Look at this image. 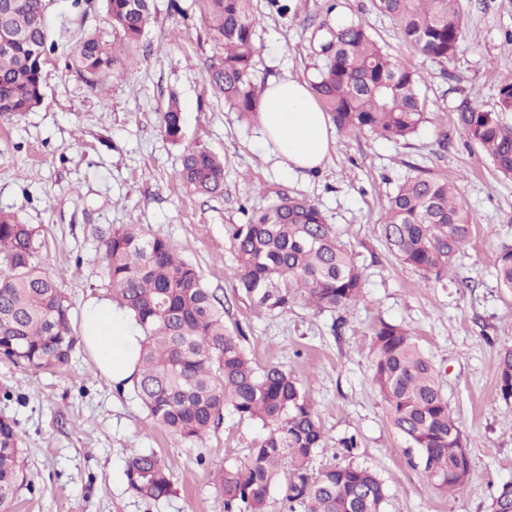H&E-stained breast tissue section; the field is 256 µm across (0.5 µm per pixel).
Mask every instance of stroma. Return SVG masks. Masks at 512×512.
<instances>
[{"instance_id":"stroma-1","label":"stroma","mask_w":512,"mask_h":512,"mask_svg":"<svg viewBox=\"0 0 512 512\" xmlns=\"http://www.w3.org/2000/svg\"><path fill=\"white\" fill-rule=\"evenodd\" d=\"M335 3L330 12L326 0H288L282 15L269 0H251L256 87L284 74L311 82L322 66L324 17L360 23L420 76L428 121L413 137L340 132L323 168L284 174L257 123L229 109L208 82L207 66L221 50L197 0H154L146 35L130 50L133 64L117 68L103 91L69 69L66 56L90 32L120 42L104 0H46L56 51L43 67L41 104L0 118V210L41 227L43 264L62 274L77 323L85 302L104 293L101 239L112 227L135 222L168 238L199 266L224 303L226 328L242 332L257 365L311 377L309 398L325 435L314 470L351 462L374 471L388 489L384 512H491L494 494L512 482V405L496 393L498 354L512 347V293L495 274L497 246L512 240V180L496 174L456 112L468 99L497 111L499 86L512 77V0H460L464 39L445 63L404 41L375 0ZM172 98L183 122L176 145L159 129ZM196 147L223 157L222 194L183 191L180 159ZM418 167L456 182L475 226L443 287L400 263L380 233L390 194ZM285 194L314 201L364 268L366 299L343 311L341 327L300 302L284 316L257 315L239 290L231 227ZM463 277L468 287H455ZM382 319L410 328L442 369L471 458L463 492L439 494L387 417L372 379L373 329ZM1 417L16 424L31 482L11 512H224L216 476L246 461L257 433L228 415L202 442L172 436L84 346L56 371H27L0 357ZM351 435L357 446L348 452L341 441ZM133 448L165 459L174 482L168 498L150 502L129 491L124 471Z\"/></svg>"}]
</instances>
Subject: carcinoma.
<instances>
[{"label":"carcinoma","mask_w":512,"mask_h":512,"mask_svg":"<svg viewBox=\"0 0 512 512\" xmlns=\"http://www.w3.org/2000/svg\"><path fill=\"white\" fill-rule=\"evenodd\" d=\"M112 29L125 48L137 44L151 17L152 0H105ZM211 39L224 52L207 67L210 84L246 120L258 113L252 81L254 19L251 0H200ZM3 9L0 31L14 40L0 50V117L30 112L42 99V68L54 53L45 0H20ZM401 37L439 62L458 50L465 30L459 0H376ZM323 66L310 92L341 132H370L405 140L426 122L419 77L409 64L386 53L362 24L327 25L319 45ZM121 48L98 32L85 35L66 64L93 88L120 62ZM457 120L496 171L512 179V78L498 89V110L468 101ZM160 128L171 142L182 139L181 109L172 98ZM178 179L190 194L224 189V161L205 148L186 150ZM382 234L403 264L427 281L448 278L474 224L458 189L422 170L400 182L388 198ZM241 293L265 314L288 313L302 300L316 311L345 310L364 300L361 265L342 243L336 225L319 207L287 194L252 212L231 229ZM41 229L0 211V355L24 368L51 370L69 363L81 345L72 306L57 277L41 263ZM108 297L127 310L143 332L138 377L132 389L150 419L186 442H199L228 413L253 422L258 434L243 464L219 473L224 512H268L274 492L282 512H383L387 488L371 470L345 463L316 473L311 464L324 435L308 394V382L283 366L260 367L241 337L224 326V303L208 288L198 266L181 258L171 242L141 224L112 228L102 240ZM496 277L512 292V242L498 248ZM373 380L391 424L408 441L441 494L467 488L466 447L448 407L439 372L404 325L383 319L373 332ZM498 391L512 402V349L499 354ZM15 423L0 418V512H10L29 485ZM128 488L157 502L172 492L167 462L153 451L132 450L126 461Z\"/></svg>","instance_id":"carcinoma-1"}]
</instances>
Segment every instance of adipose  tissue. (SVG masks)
<instances>
[{
    "label": "adipose tissue",
    "instance_id": "adipose-tissue-1",
    "mask_svg": "<svg viewBox=\"0 0 512 512\" xmlns=\"http://www.w3.org/2000/svg\"><path fill=\"white\" fill-rule=\"evenodd\" d=\"M258 122L263 142L274 145L278 165L287 173L318 169L335 143L328 114L314 100L305 83L287 76L268 84ZM82 337L101 372L113 383L133 376L142 336L131 316L110 299L94 298L87 303Z\"/></svg>",
    "mask_w": 512,
    "mask_h": 512
}]
</instances>
